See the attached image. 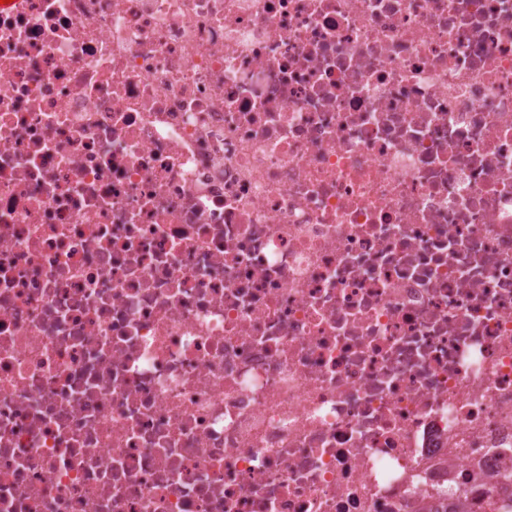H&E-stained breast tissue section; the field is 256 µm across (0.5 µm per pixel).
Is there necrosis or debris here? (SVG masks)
I'll return each instance as SVG.
<instances>
[{
  "label": "necrosis or debris",
  "instance_id": "4bbe7bcc",
  "mask_svg": "<svg viewBox=\"0 0 512 512\" xmlns=\"http://www.w3.org/2000/svg\"><path fill=\"white\" fill-rule=\"evenodd\" d=\"M512 0H0V512H512Z\"/></svg>",
  "mask_w": 512,
  "mask_h": 512
}]
</instances>
